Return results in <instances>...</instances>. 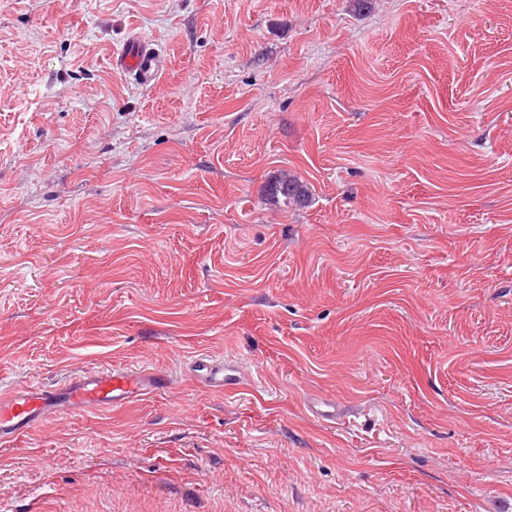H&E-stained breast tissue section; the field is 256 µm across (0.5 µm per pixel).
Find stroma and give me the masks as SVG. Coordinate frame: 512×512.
<instances>
[{"instance_id":"stroma-1","label":"stroma","mask_w":512,"mask_h":512,"mask_svg":"<svg viewBox=\"0 0 512 512\" xmlns=\"http://www.w3.org/2000/svg\"><path fill=\"white\" fill-rule=\"evenodd\" d=\"M114 368L0 512H512V0H0V395ZM112 67L134 76L140 85L149 87L163 76L165 57L156 44L131 30L123 47L112 57ZM263 190L268 195L278 198L281 196L285 206L290 203L302 204L308 198V189L297 178L286 172H282L268 181ZM194 364L193 371L204 376L207 386L214 391H229L242 384L239 376L232 369L224 367V364H215L208 359H200Z\"/></svg>"}]
</instances>
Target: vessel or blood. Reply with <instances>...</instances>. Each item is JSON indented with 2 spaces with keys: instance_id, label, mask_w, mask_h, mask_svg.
I'll return each instance as SVG.
<instances>
[{
  "instance_id": "1",
  "label": "vessel or blood",
  "mask_w": 512,
  "mask_h": 512,
  "mask_svg": "<svg viewBox=\"0 0 512 512\" xmlns=\"http://www.w3.org/2000/svg\"><path fill=\"white\" fill-rule=\"evenodd\" d=\"M116 70L134 76L140 85L156 84L165 72V57L154 43L138 32H129L123 47L112 58ZM195 370L212 390L236 389L241 380L232 369L207 359L196 361ZM166 384L152 373L132 375L115 369L78 378L56 389L38 385L0 396V444L31 432L43 419L65 411H103L133 403L139 396Z\"/></svg>"
}]
</instances>
